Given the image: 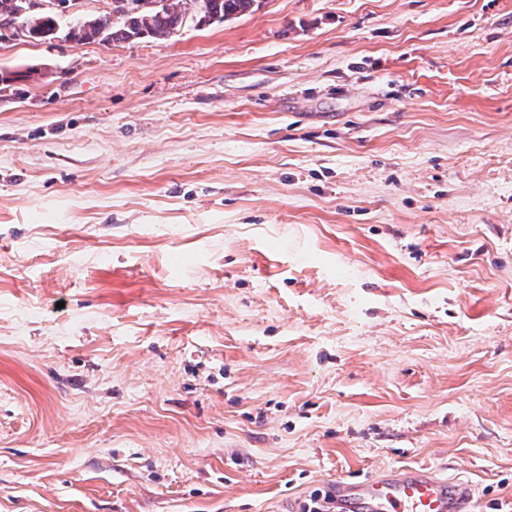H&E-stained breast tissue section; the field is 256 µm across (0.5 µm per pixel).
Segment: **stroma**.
Here are the masks:
<instances>
[{"label": "stroma", "mask_w": 512, "mask_h": 512, "mask_svg": "<svg viewBox=\"0 0 512 512\" xmlns=\"http://www.w3.org/2000/svg\"><path fill=\"white\" fill-rule=\"evenodd\" d=\"M0 512H512V0L0 41ZM332 488V512H471L475 496L471 483L451 480L428 465L339 478Z\"/></svg>", "instance_id": "1"}]
</instances>
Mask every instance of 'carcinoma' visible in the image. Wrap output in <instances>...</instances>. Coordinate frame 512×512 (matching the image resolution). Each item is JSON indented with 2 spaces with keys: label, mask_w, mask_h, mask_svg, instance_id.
Wrapping results in <instances>:
<instances>
[{
  "label": "carcinoma",
  "mask_w": 512,
  "mask_h": 512,
  "mask_svg": "<svg viewBox=\"0 0 512 512\" xmlns=\"http://www.w3.org/2000/svg\"><path fill=\"white\" fill-rule=\"evenodd\" d=\"M262 0H112V14L87 18L63 29L60 11H30L28 0H0V16L15 15L26 27L28 37L38 41L82 43L135 41L143 37L169 38L187 20L197 24L223 23L252 13Z\"/></svg>",
  "instance_id": "carcinoma-1"
}]
</instances>
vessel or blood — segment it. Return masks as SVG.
<instances>
[{
  "label": "vessel or blood",
  "instance_id": "b4317fda",
  "mask_svg": "<svg viewBox=\"0 0 512 512\" xmlns=\"http://www.w3.org/2000/svg\"><path fill=\"white\" fill-rule=\"evenodd\" d=\"M332 496L336 512H472L475 490L471 483L416 465L337 479Z\"/></svg>",
  "mask_w": 512,
  "mask_h": 512
}]
</instances>
